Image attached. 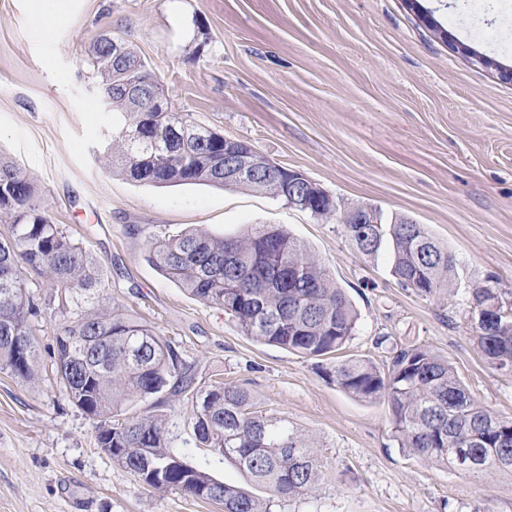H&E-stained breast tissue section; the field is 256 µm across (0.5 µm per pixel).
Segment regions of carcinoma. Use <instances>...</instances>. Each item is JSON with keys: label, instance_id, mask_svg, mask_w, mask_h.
<instances>
[{"label": "carcinoma", "instance_id": "carcinoma-1", "mask_svg": "<svg viewBox=\"0 0 512 512\" xmlns=\"http://www.w3.org/2000/svg\"><path fill=\"white\" fill-rule=\"evenodd\" d=\"M89 65L101 79L107 105L124 114L113 132L122 148L104 164L119 175L157 185L224 186V136L177 112H149L125 81L158 76L125 45L112 62V38L99 35ZM233 188L264 191L288 202L265 179H241ZM0 369L21 379L34 375V322L42 304L23 272L57 289L65 321L56 337L53 370L63 395L97 421L101 447L114 463L153 489H171L218 503L224 512H270V503L243 487L217 481L188 464L170 446L168 417L156 408L196 393L193 432L212 453L270 491L290 498L317 489L325 477L310 440L275 414L253 409L249 393L212 385L195 390L192 368L154 329L102 307L100 268L92 255L51 222L35 201V185L19 163L0 156ZM346 233L367 257L388 242L392 276L404 288L433 295L452 287L455 258L423 224L397 217L391 224H347ZM151 262L195 299L224 310L253 340L310 358L340 351L353 335L357 313L327 268L280 225H263L238 238L202 230L149 242ZM478 347L497 369L512 368V299L497 288L472 291ZM332 376L344 392L383 398L403 448L431 463L459 466L467 452L474 473L512 472V418L494 415L465 388L448 360L421 348L398 351L386 372L368 359H340ZM141 402L148 410L123 415Z\"/></svg>", "mask_w": 512, "mask_h": 512}]
</instances>
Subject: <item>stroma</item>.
Wrapping results in <instances>:
<instances>
[{
  "label": "stroma",
  "instance_id": "35a3bbf8",
  "mask_svg": "<svg viewBox=\"0 0 512 512\" xmlns=\"http://www.w3.org/2000/svg\"><path fill=\"white\" fill-rule=\"evenodd\" d=\"M58 20L34 0H0V155L24 166L53 223L100 264L104 296L175 347L196 388L220 378L288 418L326 467L315 492L271 512H512V474L461 473L401 448L385 400L340 391L332 363L262 344L148 259V242L189 228L237 237L281 225L332 273L358 321L341 355L387 368L421 347L447 359L491 412L512 417V372L473 336L470 290L512 292V0H68ZM431 15L444 30L423 21ZM112 33L159 76L188 120L303 172L383 223L426 225L455 257L452 287L421 296L391 274L389 247L363 256L336 218L318 220L248 188L155 186L103 167L118 117L87 62ZM63 320L34 327L35 376L0 370V512H221L143 486L100 448L95 422L51 371ZM170 445L214 479L246 486L198 447L193 406Z\"/></svg>",
  "mask_w": 512,
  "mask_h": 512
}]
</instances>
